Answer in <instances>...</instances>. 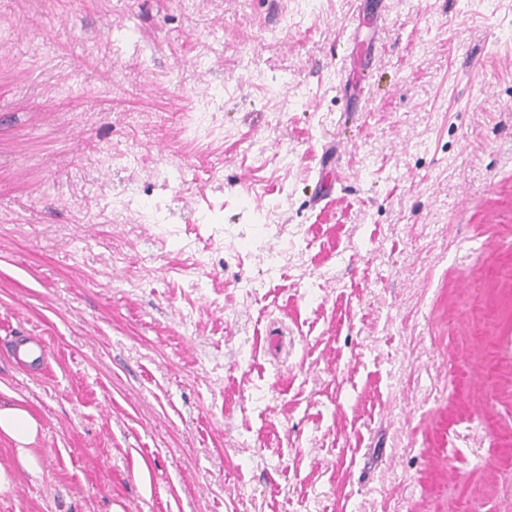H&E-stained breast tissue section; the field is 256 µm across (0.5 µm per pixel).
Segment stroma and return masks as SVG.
Here are the masks:
<instances>
[{
  "mask_svg": "<svg viewBox=\"0 0 512 512\" xmlns=\"http://www.w3.org/2000/svg\"><path fill=\"white\" fill-rule=\"evenodd\" d=\"M5 405L0 512H512V0H0ZM11 351L16 363L25 370L34 362L44 365L50 355V347L42 336H25ZM38 431V421L26 409L17 406L0 407V434L18 444L16 450L19 462L32 474L38 472L37 462L24 446L34 440Z\"/></svg>",
  "mask_w": 512,
  "mask_h": 512,
  "instance_id": "1",
  "label": "stroma"
}]
</instances>
